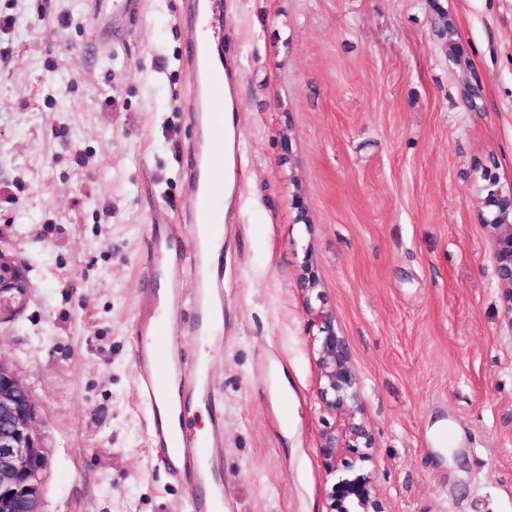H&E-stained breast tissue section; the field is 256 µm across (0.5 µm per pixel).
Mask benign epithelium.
<instances>
[{
  "label": "benign epithelium",
  "instance_id": "obj_1",
  "mask_svg": "<svg viewBox=\"0 0 512 512\" xmlns=\"http://www.w3.org/2000/svg\"><path fill=\"white\" fill-rule=\"evenodd\" d=\"M440 34L450 59L466 64L463 45L453 20L440 15ZM484 195L478 200L481 222L493 239L492 265L508 313L512 314V187L499 186L497 175L484 172ZM320 280L309 265L299 279L310 325L317 327V394L324 409L340 418V426L321 434L319 451L331 470L347 451L366 458L373 448V434L359 406V379L345 336L336 329V315L322 301ZM49 448L42 431L37 400L12 367L0 357V512H42L44 475ZM328 512H385L380 494L365 474L335 483L328 495Z\"/></svg>",
  "mask_w": 512,
  "mask_h": 512
}]
</instances>
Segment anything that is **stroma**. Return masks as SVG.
I'll return each mask as SVG.
<instances>
[{
	"label": "stroma",
	"instance_id": "obj_1",
	"mask_svg": "<svg viewBox=\"0 0 512 512\" xmlns=\"http://www.w3.org/2000/svg\"><path fill=\"white\" fill-rule=\"evenodd\" d=\"M87 2L0 0V276L26 278L0 357L42 408L43 512H188L133 349L154 226L192 235L196 21L141 0L103 47ZM207 18L238 104L211 360L231 512H327L350 468L386 512H512V317L477 204L481 165L512 185V0H208ZM308 263L374 436L333 470ZM440 34L445 40L450 59L459 66L466 64V57L463 45L457 38V31L453 20L448 14L440 15Z\"/></svg>",
	"mask_w": 512,
	"mask_h": 512
}]
</instances>
